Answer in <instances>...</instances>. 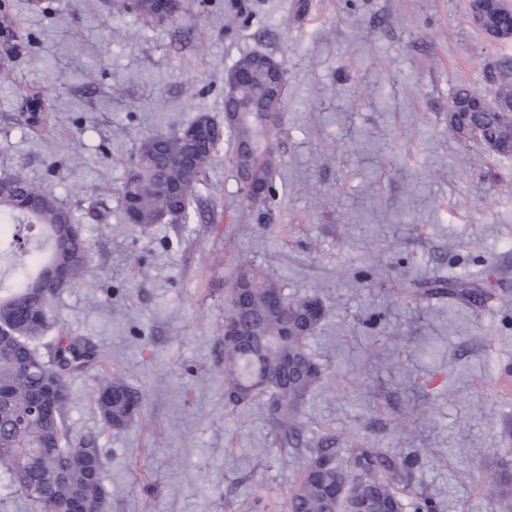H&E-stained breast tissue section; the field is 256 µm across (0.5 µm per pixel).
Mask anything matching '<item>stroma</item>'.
<instances>
[{"instance_id": "stroma-1", "label": "stroma", "mask_w": 512, "mask_h": 512, "mask_svg": "<svg viewBox=\"0 0 512 512\" xmlns=\"http://www.w3.org/2000/svg\"><path fill=\"white\" fill-rule=\"evenodd\" d=\"M22 53L0 67V173L24 169L85 227L91 272L56 293L51 336L110 362L69 392L75 436L105 459V512H246L284 499L306 448L277 447L255 406L224 405V283L236 258L287 296L317 294L308 341L325 365L304 419L414 460L436 512H512L488 487L512 472V161L448 127V97L490 88L512 41L475 29L468 0H182L144 23L122 0H13ZM250 52L287 71L270 209L245 205L229 146L199 189L206 219L128 224L117 192L139 141L201 112ZM40 91L50 122L14 123ZM470 278L480 306L402 294L406 278ZM137 389L141 416L102 429L101 376Z\"/></svg>"}]
</instances>
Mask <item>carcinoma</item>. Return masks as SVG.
<instances>
[{
    "label": "carcinoma",
    "instance_id": "carcinoma-1",
    "mask_svg": "<svg viewBox=\"0 0 512 512\" xmlns=\"http://www.w3.org/2000/svg\"><path fill=\"white\" fill-rule=\"evenodd\" d=\"M126 8L151 20L160 12L174 19L180 14L181 3L129 0ZM496 22L512 40V9L499 5ZM269 59L265 54H250L236 62L234 69L252 75L243 101L259 104L268 99ZM495 61L498 76L488 82L496 99L512 88V55L502 54ZM451 98L468 104L463 120L476 132L473 140L490 153L512 159V152L499 149L512 143V119L494 105L476 103L473 90L460 87ZM31 101L39 103V111L25 113V125L32 130L45 125L49 113L41 95ZM217 127L219 123L210 115L200 113L175 133L139 144L120 186L128 223L150 232L174 216L187 219L198 201V185L226 137L234 150L243 142L253 144L255 152L250 157H238V164L260 192L243 185L240 189L249 205L267 207L275 197L277 164L264 158L275 150L269 127L249 119L224 127L223 136L216 137L211 131ZM0 219L11 225L9 234L0 235V258H9L19 271L12 287L0 286V310L11 314L18 328L16 336H0V388L7 392V398L0 401V475L9 477L33 512H73L86 491L106 497L104 462L101 449L94 446L95 437L74 441L67 426L70 384L98 363L99 355L88 342L63 336L50 344L48 358L42 359L36 341L52 320L50 298L55 288L47 285L35 290L31 285L47 266L62 269L69 285L85 278L88 243L72 212L20 170L0 177ZM33 228L36 234L32 239L39 243L22 242L21 232ZM234 276L247 288L246 324L255 335L269 338L271 344L259 349L224 342L225 402L231 411L262 402L275 443L281 448H297L304 436V403L325 374L324 366L308 347L309 337L323 319V303L315 294L286 297L276 279L245 259L236 260ZM413 286L412 295L418 298H447L467 306L480 304L486 297L483 289L466 280L427 278ZM48 382L60 384L65 396L45 417L15 428L34 390ZM93 406L103 428L119 429L139 417L143 398L123 380L112 378L97 385ZM30 448L40 453L39 463L25 461ZM337 452L332 435L307 449L298 479L286 494L287 512H344L354 508L359 512H433V502L413 484L409 459L390 456L379 448H352L349 465L343 467L336 460Z\"/></svg>",
    "mask_w": 512,
    "mask_h": 512
}]
</instances>
